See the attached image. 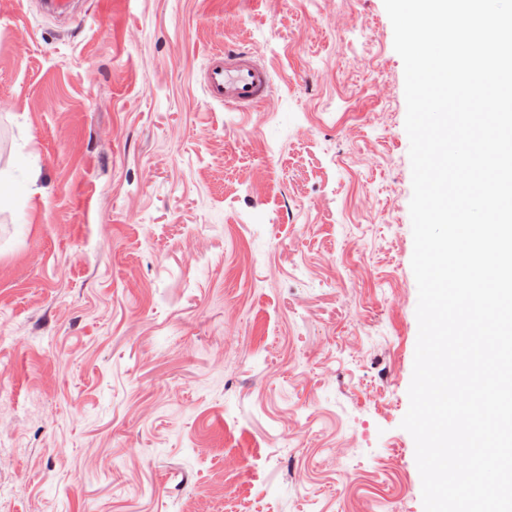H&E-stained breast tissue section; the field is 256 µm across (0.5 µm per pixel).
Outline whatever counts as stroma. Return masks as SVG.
<instances>
[{
	"mask_svg": "<svg viewBox=\"0 0 512 512\" xmlns=\"http://www.w3.org/2000/svg\"><path fill=\"white\" fill-rule=\"evenodd\" d=\"M406 111L384 0H0V512H424ZM203 86L210 101L244 111L268 97L272 78L251 52L224 47L207 58Z\"/></svg>",
	"mask_w": 512,
	"mask_h": 512,
	"instance_id": "obj_1",
	"label": "stroma"
}]
</instances>
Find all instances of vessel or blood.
I'll list each match as a JSON object with an SVG mask.
<instances>
[{"label":"vessel or blood","instance_id":"obj_1","mask_svg":"<svg viewBox=\"0 0 512 512\" xmlns=\"http://www.w3.org/2000/svg\"><path fill=\"white\" fill-rule=\"evenodd\" d=\"M203 86L210 101L244 111L268 97L272 78L251 52L227 47L210 53Z\"/></svg>","mask_w":512,"mask_h":512}]
</instances>
